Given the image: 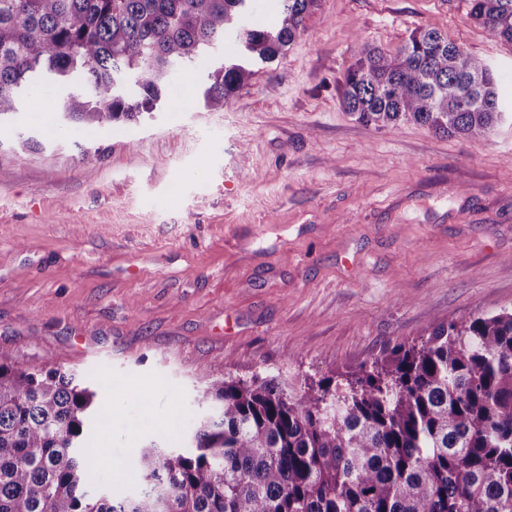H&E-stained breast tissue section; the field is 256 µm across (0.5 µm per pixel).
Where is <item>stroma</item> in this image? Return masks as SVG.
<instances>
[{
	"label": "stroma",
	"instance_id": "35a3bbf8",
	"mask_svg": "<svg viewBox=\"0 0 512 512\" xmlns=\"http://www.w3.org/2000/svg\"><path fill=\"white\" fill-rule=\"evenodd\" d=\"M426 27L512 100V45L466 0H319L222 109L202 99L207 58L132 121L73 129L50 80L0 120V348L112 408L91 490H138L116 467L189 429L207 370L303 391L432 324L512 308V122L474 140L340 105L359 45L390 53Z\"/></svg>",
	"mask_w": 512,
	"mask_h": 512
}]
</instances>
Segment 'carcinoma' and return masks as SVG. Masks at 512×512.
<instances>
[{"label":"carcinoma","mask_w":512,"mask_h":512,"mask_svg":"<svg viewBox=\"0 0 512 512\" xmlns=\"http://www.w3.org/2000/svg\"><path fill=\"white\" fill-rule=\"evenodd\" d=\"M250 0H0V117L42 79L78 78L63 112L86 129L130 121L235 27L247 53L208 71L207 106L250 67L284 55L318 0H280L277 24L247 23ZM512 44V0H469ZM138 94H115L119 73ZM376 128L412 122L481 139L509 113L490 65L435 28L394 53L365 45L339 89ZM209 407L170 448L129 463L144 489L92 495L97 391L60 368H21L0 349V512H512V310L439 322L345 381L303 392L276 378L208 374Z\"/></svg>","instance_id":"obj_1"}]
</instances>
